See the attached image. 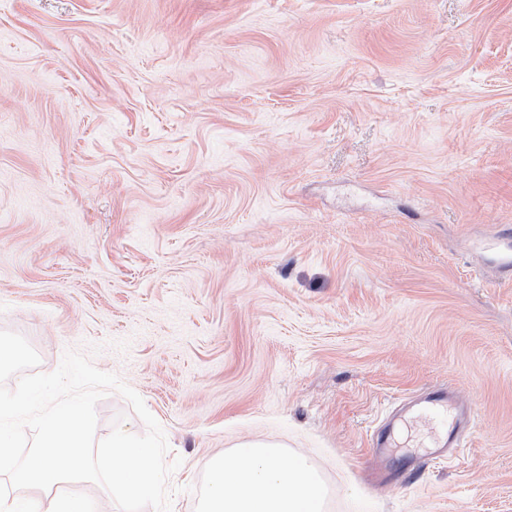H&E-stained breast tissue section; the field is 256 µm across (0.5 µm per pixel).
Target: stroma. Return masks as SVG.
<instances>
[{"label":"stroma","mask_w":512,"mask_h":512,"mask_svg":"<svg viewBox=\"0 0 512 512\" xmlns=\"http://www.w3.org/2000/svg\"><path fill=\"white\" fill-rule=\"evenodd\" d=\"M506 234L512 0H0V330L142 397L172 512L246 441L326 512H512ZM441 386L457 457L369 485ZM422 411H433L441 417L448 414V429L437 437L432 447L435 448L432 452L434 458L447 457L450 454L449 448H454L457 445L461 425L466 419V412L458 407L456 401L450 398L448 389L443 387L427 391L412 406L403 420ZM390 423L385 424V420L379 424L371 434L368 442L369 447L372 451L378 455L386 457L388 460L393 458L390 457V448L393 445V431Z\"/></svg>","instance_id":"1"}]
</instances>
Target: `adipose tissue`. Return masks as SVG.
<instances>
[{"label":"adipose tissue","mask_w":512,"mask_h":512,"mask_svg":"<svg viewBox=\"0 0 512 512\" xmlns=\"http://www.w3.org/2000/svg\"><path fill=\"white\" fill-rule=\"evenodd\" d=\"M323 502V485L304 460L247 442L213 460L201 512H322Z\"/></svg>","instance_id":"1"}]
</instances>
